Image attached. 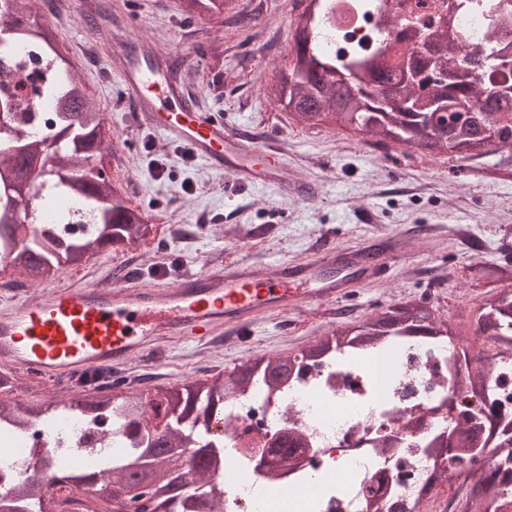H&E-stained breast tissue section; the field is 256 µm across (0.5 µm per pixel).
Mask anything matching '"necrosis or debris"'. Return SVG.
<instances>
[{
  "label": "necrosis or debris",
  "mask_w": 512,
  "mask_h": 512,
  "mask_svg": "<svg viewBox=\"0 0 512 512\" xmlns=\"http://www.w3.org/2000/svg\"><path fill=\"white\" fill-rule=\"evenodd\" d=\"M328 0L321 29L326 50L343 54L354 45L409 48L385 30L391 18L415 31L428 15H452L470 41L482 42L493 19L481 6L454 0ZM453 345L409 337L389 340L384 352H358L356 372L330 357L307 363L301 379L270 395L253 389L225 400L222 415L208 422L209 435L224 449V512H458L457 497L445 494L442 469L430 443L455 425L461 396L448 386ZM293 429L304 434L293 470H258L266 434ZM25 456L55 469L77 467L52 438L0 437V457Z\"/></svg>",
  "instance_id": "4bbe7bcc"
}]
</instances>
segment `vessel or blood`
<instances>
[{
	"instance_id": "1",
	"label": "vessel or blood",
	"mask_w": 512,
	"mask_h": 512,
	"mask_svg": "<svg viewBox=\"0 0 512 512\" xmlns=\"http://www.w3.org/2000/svg\"><path fill=\"white\" fill-rule=\"evenodd\" d=\"M110 66L141 125L187 147L237 185L274 184L300 200L312 195V187L282 178L283 160L272 145L230 134L214 113L202 110L175 77L171 59L148 39L120 35ZM393 250L388 242L340 256L326 246L315 261L274 270L242 257L164 287L129 276L108 288L46 284L38 300L0 307V367L56 383L149 356L169 341L202 344L221 330L244 332L267 310L332 306L351 283L384 276Z\"/></svg>"
}]
</instances>
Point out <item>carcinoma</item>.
<instances>
[{
    "label": "carcinoma",
    "mask_w": 512,
    "mask_h": 512,
    "mask_svg": "<svg viewBox=\"0 0 512 512\" xmlns=\"http://www.w3.org/2000/svg\"><path fill=\"white\" fill-rule=\"evenodd\" d=\"M306 2L288 69H275L276 101L290 117L309 127L370 134L384 149L402 144L411 156L447 155L451 161L469 163L481 179L512 178V80L506 71L512 68V30H494L472 47L450 19L427 28L423 50L388 64L380 60L383 49L366 52L357 47L341 60L320 47L322 32L314 14L321 12L323 0ZM180 5L188 18H220L234 11L235 0H180ZM0 26L14 29L12 42L34 41L48 49L38 93L58 103L57 137L50 142L18 125L11 99L0 100V257L24 280L48 282L62 267L54 256L75 265L90 252L109 246L125 249L148 239L153 225L140 208L110 189L106 167L91 166L93 159L116 154L114 137L103 127V113L84 85L71 74L72 63L52 24L41 22L23 0H8L0 7ZM439 73L446 80L436 81ZM437 110L448 112L445 123H432ZM37 154L51 157V164H43L37 179L24 186V169ZM34 191L50 201L64 200L42 227L20 208L21 200ZM81 217L92 224L87 235L59 238V225ZM479 268L498 281H512V262H484ZM477 325L495 352L485 357L486 365L468 372L464 384L460 358H455L449 364L448 385L482 406H493L497 373L512 365V292L484 299ZM389 336H446L459 342L453 324L437 318L424 301L409 299L375 312L358 326H340L297 354L243 363L214 380L114 394V386H101L94 379L73 385L61 401L26 405L0 399V429L26 434L39 422L48 427L77 415H88L92 422L101 416L112 420L130 442L129 451L119 457L104 448H82L80 475L48 480L33 475L29 461L0 459V474L9 478L13 491L12 497L0 499V512H42L45 498L64 486L84 491L100 479L116 486L139 474L151 479L147 502L156 510L224 512V483L217 480L224 449L214 447L207 432L209 417L224 409V399L258 386L272 394L291 383L300 358L333 353L350 364L360 349H383ZM495 434L512 443V422L503 420L502 413L477 416L464 410L453 438L439 436L441 451L459 463L469 461L473 451L488 448ZM501 451L506 454L503 467L467 473L470 488L462 512H485L499 482L512 475V447ZM188 466L195 472L191 485L182 481Z\"/></svg>",
    "instance_id": "obj_1"
}]
</instances>
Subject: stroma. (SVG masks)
I'll use <instances>...</instances> for the list:
<instances>
[{
  "label": "stroma",
  "instance_id": "1",
  "mask_svg": "<svg viewBox=\"0 0 512 512\" xmlns=\"http://www.w3.org/2000/svg\"><path fill=\"white\" fill-rule=\"evenodd\" d=\"M55 2L56 10H44L45 20L57 26L76 75L114 136L128 140L110 181L122 184L129 204L160 227L138 248L102 249L62 267L58 282L107 288L127 269L144 284H170L240 253L272 267L308 260L325 243L345 253L388 240L399 250L382 279L361 281L332 308L262 313L246 334L220 332L205 347L171 342L163 356L132 360L126 368L132 379L183 384L249 360L288 356L341 320L362 323L378 306L405 296L425 298L453 323L469 356L490 353L475 314L484 292L508 293L512 283L476 276L470 243L480 242L487 262L512 261V180H482L444 157H411L400 145L385 152L372 136L290 119L271 88L274 66L291 53L300 0H237L253 19L244 30L216 18L184 21L178 0ZM123 22L135 35L183 54L187 62L178 74L199 92L202 107L234 133L274 142L286 178L315 186L317 195L297 201L273 185H237L141 127L118 74L105 65L113 31Z\"/></svg>",
  "mask_w": 512,
  "mask_h": 512
}]
</instances>
